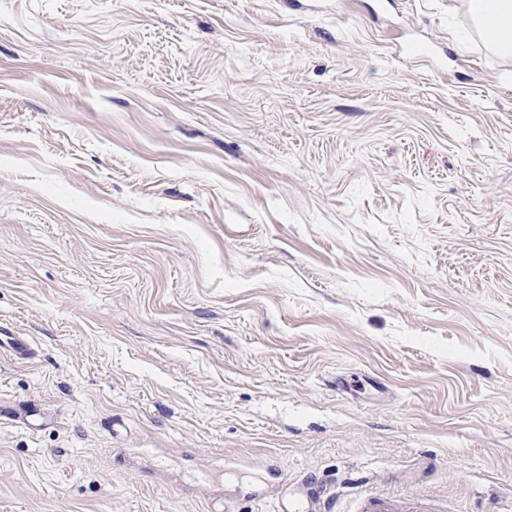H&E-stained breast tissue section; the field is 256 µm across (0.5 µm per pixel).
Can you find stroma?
Listing matches in <instances>:
<instances>
[{
    "instance_id": "1",
    "label": "stroma",
    "mask_w": 512,
    "mask_h": 512,
    "mask_svg": "<svg viewBox=\"0 0 512 512\" xmlns=\"http://www.w3.org/2000/svg\"><path fill=\"white\" fill-rule=\"evenodd\" d=\"M507 74L467 0H0V512H512ZM277 512H330L333 497L310 479L282 489L275 498ZM432 500L422 493L383 495L364 494L350 512H440Z\"/></svg>"
}]
</instances>
